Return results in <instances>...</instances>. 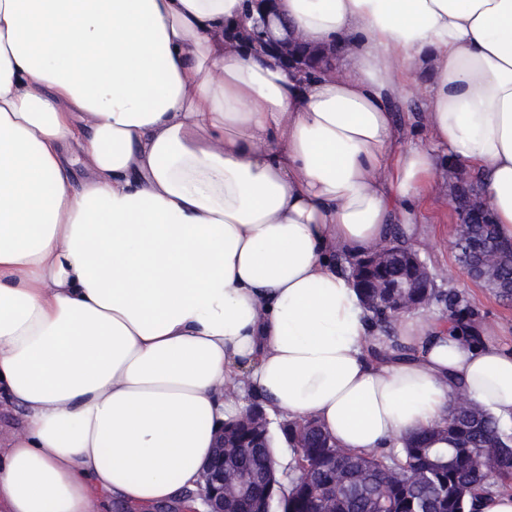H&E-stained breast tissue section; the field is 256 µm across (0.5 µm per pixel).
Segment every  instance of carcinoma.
I'll return each mask as SVG.
<instances>
[{"label": "carcinoma", "instance_id": "carcinoma-1", "mask_svg": "<svg viewBox=\"0 0 512 512\" xmlns=\"http://www.w3.org/2000/svg\"><path fill=\"white\" fill-rule=\"evenodd\" d=\"M461 232L476 247L491 239L512 254V244L499 237L488 216ZM380 249L390 252L381 264L368 255L357 260L365 284L358 294L374 329L392 335L399 317L383 307L382 299L395 291L411 301L430 298L452 319H479L453 288H390L411 278L403 261L406 247L393 239ZM449 249L460 268L473 261V251L459 248L458 238L449 241ZM224 429L236 438L234 447L224 449V488L228 507L237 512L264 498L274 512H472L478 494L512 487V428L464 393L456 396L443 423L403 439L399 453L341 448L315 419L301 427L283 421L278 424L283 439L302 442L301 452L283 466L285 481L278 477L272 430L263 435L244 417ZM442 441L452 447H436Z\"/></svg>", "mask_w": 512, "mask_h": 512}]
</instances>
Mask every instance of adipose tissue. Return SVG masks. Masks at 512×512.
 I'll return each instance as SVG.
<instances>
[{
    "instance_id": "1",
    "label": "adipose tissue",
    "mask_w": 512,
    "mask_h": 512,
    "mask_svg": "<svg viewBox=\"0 0 512 512\" xmlns=\"http://www.w3.org/2000/svg\"><path fill=\"white\" fill-rule=\"evenodd\" d=\"M265 13L345 72L236 39ZM444 159L512 242V0H0V512L188 510L248 397L367 452L460 391L512 425L493 329L387 339L348 276L392 227L424 241Z\"/></svg>"
}]
</instances>
